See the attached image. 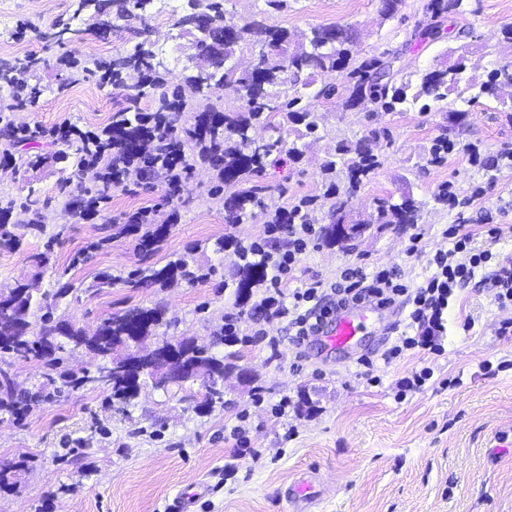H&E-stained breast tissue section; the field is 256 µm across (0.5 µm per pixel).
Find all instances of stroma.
Instances as JSON below:
<instances>
[{"instance_id":"stroma-1","label":"stroma","mask_w":512,"mask_h":512,"mask_svg":"<svg viewBox=\"0 0 512 512\" xmlns=\"http://www.w3.org/2000/svg\"><path fill=\"white\" fill-rule=\"evenodd\" d=\"M423 2L401 0L389 17L380 12L381 0H288L287 8L269 14L262 11L264 0H226L224 7L238 25L259 20L298 37L319 25L351 27L361 56L403 49L405 71L414 75L459 47L464 29L474 34L464 74L470 83H481L512 60V44L502 35L512 26V0H468L465 13L442 18L440 39L407 44ZM71 15L72 0H0V59L33 52L49 62L37 75V104L18 113V121L97 130L123 106L121 90L110 86L94 89L96 112L85 109L87 83L59 92L55 62L63 47L23 28L29 21L44 28ZM147 24L149 42L167 67L168 86L182 84L194 72L191 37L152 17ZM138 41L129 22L119 20L109 38L86 33L75 51L109 57L133 50ZM448 107L464 111L461 124L449 126L445 113L415 106L371 117L322 107L319 134L307 137L302 155L272 156L259 178L271 211L288 196L322 195L327 184L321 166L336 141L385 126L392 137L376 147L380 164L353 198L352 213L367 215L374 198L397 200L406 193L420 205L417 223L385 224L344 245L315 244L301 257L299 279L332 278L348 265L368 271L387 265L419 282L429 273L431 256L449 247L442 229L512 225V161L503 157L512 150V108L492 98L470 103L454 94ZM444 133L454 150L442 164L425 163L434 139ZM472 148L479 161L470 160ZM58 178L54 167L17 173L0 168V192L23 197L33 189L44 198L54 195ZM210 179L207 168L196 167L182 192L189 206L180 209L170 234L151 252L140 250L133 238L113 236L111 222L157 204V188L115 191L101 216L52 224L59 234L53 245L59 268L45 271L39 286L55 291L68 282L88 285L102 271L119 276V283L98 294L71 293L61 300L56 317L87 332L109 314L159 305L169 322L166 338L207 344L225 316H240L242 333L256 336L242 360L255 385L226 378L223 405L204 415L196 411L204 380L167 391L147 386L127 414L109 391L86 386L60 392L49 381L60 368L77 374L95 370L100 356L66 352L57 367L11 360L16 387L36 399L23 415L0 412V471L9 481L0 485V512H172L181 493L192 498L189 512H298L285 491L303 478L314 490L309 512H512V335L499 333L512 322V307L498 308L493 289L474 282L448 315L442 355L416 350L388 364L377 361L375 379L367 381L353 364L355 356L374 357L390 344L374 326L353 355L311 340L300 350L302 365L292 369L299 350L287 324L239 315L224 286L238 259L230 248L213 251L223 237L246 243L262 236L265 219L230 223L223 206L207 199ZM448 183L459 199L453 206L435 198ZM416 233L422 236L419 252L406 257ZM44 244V238L30 236L20 250L0 248V288L30 279L28 257ZM81 252L85 261L74 263ZM181 255L215 266L216 274L166 288L124 282L138 268L160 267ZM466 317L475 322L468 334L459 327ZM272 336L279 337L278 348H270ZM425 366L433 371L426 385L398 398V381ZM283 399L287 415L279 418L275 409Z\"/></svg>"}]
</instances>
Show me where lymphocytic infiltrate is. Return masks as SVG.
Masks as SVG:
<instances>
[{"mask_svg":"<svg viewBox=\"0 0 512 512\" xmlns=\"http://www.w3.org/2000/svg\"><path fill=\"white\" fill-rule=\"evenodd\" d=\"M505 231L502 224L489 228L481 224H455L444 229L443 235L451 246L435 252L429 260L432 273L419 284L386 267L369 273L359 268H346L334 282L314 279L294 290L290 283L295 278L299 257L306 253L317 232L311 224H292L288 227L291 242L288 255L281 260L258 307L287 320L289 328L295 331L296 344L301 345L315 335L319 323L332 309L358 303L386 308L402 302L411 308L409 323L387 350L386 359L416 348L438 356L443 351L438 338L445 331L448 311L459 291L479 272H487L498 306H512V258L475 244L477 237L484 234L490 241H498Z\"/></svg>","mask_w":512,"mask_h":512,"instance_id":"1","label":"lymphocytic infiltrate"}]
</instances>
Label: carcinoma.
<instances>
[{
	"label": "carcinoma",
	"mask_w": 512,
	"mask_h": 512,
	"mask_svg": "<svg viewBox=\"0 0 512 512\" xmlns=\"http://www.w3.org/2000/svg\"><path fill=\"white\" fill-rule=\"evenodd\" d=\"M151 0H75L74 15L87 14V20L97 31L106 26L105 17L117 20L134 17L146 20L145 12ZM465 0H427L422 6V18L415 21L409 41L439 38L438 20L446 15L464 12ZM190 12L179 17L174 26L193 36L192 47L197 59L196 72L187 78V85L172 90L165 87L164 63L151 46L137 44L133 50L109 58L72 55L59 59L65 71L60 87L93 79L99 85H111L124 92L127 106L112 114L108 125L100 131L80 132L62 123L50 129L41 125H17L14 114L37 103L41 89L31 83L35 73L45 66L36 54H26L5 64L0 63V164L15 169L33 170L71 160L68 176L57 182V206L61 216L71 220H88L107 210L112 191L125 190L140 183L160 184L163 189L160 205L170 208L164 223L156 222L157 209H140L112 222L118 234L138 237L145 251L163 241L178 220L181 188L196 166L213 172L207 189L208 199L224 204L234 221L256 216L265 207L258 183L260 173L274 152L285 147V141L269 137L259 142L253 132L256 126L273 131L276 119L303 126L297 137L314 135L319 130L317 106L332 103L336 93L344 97L347 111L396 112L407 102V89L412 80L405 78L401 65L403 50H385L373 57L361 59L353 52L354 31L342 25L317 26L305 40L298 41L280 28L259 23L240 26L226 16L224 0H188ZM247 46L255 59V69L240 71L229 60L241 46ZM466 71L465 57L443 61L419 76L412 101L424 97L421 106L443 110L448 94L460 89ZM512 87V61L490 71L478 92L499 98L503 87ZM152 97V111H143L139 103ZM371 138L390 140L387 128L374 129ZM369 138V139H371ZM369 139L340 140L323 162V171L332 182L323 194L322 203L329 204V224L320 230V240L326 246L353 242L364 236L376 224H415L419 206L411 195L401 202L390 198L374 199L372 211L355 221L357 228L347 235H338L340 225L349 223L350 201L357 189L369 179L379 165L370 148ZM47 143L55 151L32 153L27 145ZM454 147L448 134H442L432 144L427 163L439 164ZM240 186L237 195L224 199V184ZM36 191L29 189L21 198L0 193V246L18 248L28 235L46 234L50 217L48 205H38ZM318 197L294 199L279 207L280 224H306L309 212L315 210ZM242 244L231 238L215 242V252L234 247L239 264L232 281L234 306L245 309L253 289L271 279L279 256L288 242L275 236ZM49 237L43 251L29 256L33 267L42 270L53 260ZM215 272L180 256L165 265L140 268L126 283L142 282L167 285L176 280L192 284ZM72 289L68 285L54 293H41L32 282H18L12 288L0 289V353L21 360L46 359L42 342L51 340L54 352L81 344L101 356H113L118 364L130 363L129 371L112 377L104 384L112 399L124 408L133 406L141 386L138 372L141 345L157 335L164 326V310L157 307L138 308L123 314H110L102 319L96 332L89 336L74 325L54 317L58 301ZM40 314L43 335L28 337V318ZM163 347L171 348L194 367L202 370L213 385L206 391L199 410L209 411L224 404V377L238 369L241 350L218 355L210 346L193 345L180 349L183 341L162 339ZM60 387L79 389L86 376L62 372L50 378ZM0 411L19 415L29 408L27 397L16 396L8 380L0 382Z\"/></svg>",
	"instance_id": "carcinoma-1"
}]
</instances>
